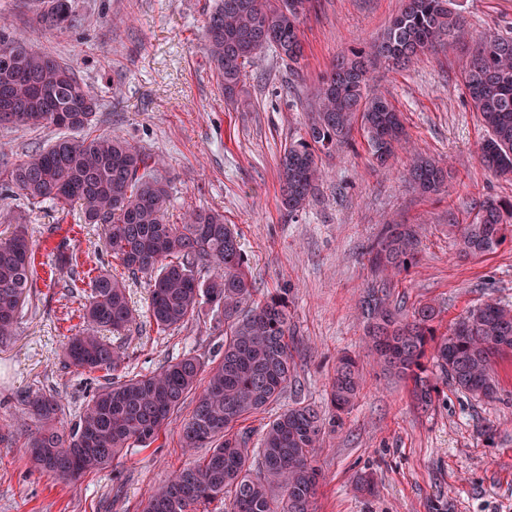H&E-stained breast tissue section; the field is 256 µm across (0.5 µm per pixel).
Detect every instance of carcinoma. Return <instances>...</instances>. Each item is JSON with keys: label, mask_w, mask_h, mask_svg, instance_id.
I'll list each match as a JSON object with an SVG mask.
<instances>
[{"label": "carcinoma", "mask_w": 512, "mask_h": 512, "mask_svg": "<svg viewBox=\"0 0 512 512\" xmlns=\"http://www.w3.org/2000/svg\"><path fill=\"white\" fill-rule=\"evenodd\" d=\"M315 0H214L204 26V49L225 101H238L247 66L267 48L290 65L303 58L301 19ZM456 0H404L370 50L337 60L324 77L316 115L304 134L280 157L281 208L295 217L312 198L321 177V156L349 141L359 125L373 158L386 164L405 140L401 114L384 96L368 91L370 69L383 61L394 67L462 33ZM39 22L55 30L74 25L72 0H52ZM0 126H54L64 132L3 173L0 189L17 191L31 206L49 202L64 211L77 204L86 224H101L107 251L128 274L146 278L149 315L160 330L176 329L208 304L224 317V354L205 369L185 356L159 370L125 377L124 354L100 332H124L137 317L124 279L100 269L81 290L82 329L64 337L63 357L72 367L105 371L111 379L88 401L75 423L63 425L58 394L27 396L34 431L23 443L34 466L67 481L112 464L123 450L147 448L172 421L185 397L196 395L191 416L180 424L188 448H211L202 459L179 469L146 498L143 512H208L224 501V512H314L321 471L316 448L326 419L309 405L279 413L260 448L241 427L249 416L275 403L288 387L296 361V328L288 294L253 299L249 266L232 228L218 211H193L183 224L166 219L169 182L153 156L110 133L75 139L70 132L91 127L99 111L73 70L55 57L32 50L0 26ZM471 106L487 135L480 162L499 176H512V38L481 42L464 69ZM408 175L421 194L445 188L440 162L416 154ZM512 216V201L484 198L468 224L460 225L459 255L479 256L497 248ZM414 224H386L366 249L374 275L357 309L376 362L410 386L414 405L428 410L438 397V380L478 399L498 393L493 360L512 352V308L490 300L469 309L445 333L439 310L424 304L401 316L393 300L397 277L415 264L420 248ZM35 245L24 225L0 238V342L15 334L17 318L34 286ZM210 275L201 278V270ZM356 358L336 360L330 385L335 412L349 409L361 389ZM259 458L252 469V453Z\"/></svg>", "instance_id": "1"}]
</instances>
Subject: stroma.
I'll return each instance as SVG.
<instances>
[{"label": "stroma", "instance_id": "1", "mask_svg": "<svg viewBox=\"0 0 512 512\" xmlns=\"http://www.w3.org/2000/svg\"><path fill=\"white\" fill-rule=\"evenodd\" d=\"M402 0H318L301 25L305 46L288 67L273 50L246 69L238 106L225 104L204 50L203 26L213 0H75L79 23L65 32L39 26L50 0H0V20L33 49L73 68L102 108L93 133H112L151 153L170 182L169 223L212 209L237 232L255 281V300L287 292L300 340L296 373L282 398L245 426L260 440L282 409L303 402L328 409L336 358L355 356L363 369L360 396L343 423L317 450L321 479L316 512H512V353L497 359L499 394L481 400L440 384V397L417 411L404 382L383 377L369 355L356 302L371 271L366 247L388 221L422 225L418 262L394 294L404 312L421 303L440 310L439 331L493 299L512 307V232L492 252L457 256L459 227L485 197L512 200V181L478 160L485 130L473 112L462 66L489 36H512V0H462L466 34L447 37L403 69L378 66L371 89L402 112L410 151L387 166L373 160L361 132L322 160L323 177L296 218L280 206L277 163L303 133L323 76L338 58L367 48L399 11ZM57 135L52 127H0V168L16 163ZM448 168V188L426 198L409 183L411 150ZM24 221L36 244L37 281L22 306L16 335L0 345V429L17 441L0 447V512H142L149 492L180 467L204 456L184 448L180 422L192 402L147 448H131L112 466L63 482L36 470L25 455L30 421L23 396L54 391L73 422L104 372L63 362L64 335L79 326L78 294L65 293L56 248L73 250L83 271L114 269L101 225L76 210L27 205L0 197V236ZM136 327L114 337L129 374H147L183 356L218 362L224 326L210 306L176 330L161 332L145 315L149 290L127 277ZM373 473V493L354 478Z\"/></svg>", "mask_w": 512, "mask_h": 512}]
</instances>
